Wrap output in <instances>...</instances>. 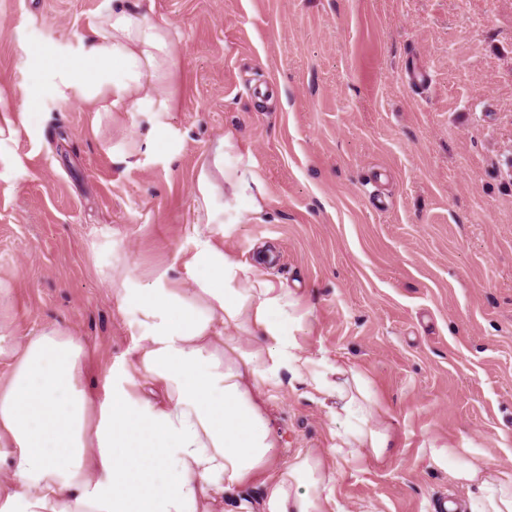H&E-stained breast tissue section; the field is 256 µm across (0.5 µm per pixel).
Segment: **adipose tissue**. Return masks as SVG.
<instances>
[{
	"mask_svg": "<svg viewBox=\"0 0 512 512\" xmlns=\"http://www.w3.org/2000/svg\"><path fill=\"white\" fill-rule=\"evenodd\" d=\"M75 55L37 54L32 76L39 96L0 115V136L29 129L43 97L74 99L98 132L115 112H166L177 66L172 24L110 0ZM264 184L251 154L224 134L201 165L196 207L205 223L183 260L191 282L166 273L143 282L125 275L114 287L132 311L140 337L136 369H110L100 390L85 384L83 344L57 329L20 348L0 346L9 371L0 376V512H215L219 496L258 478L262 512H328L321 458L297 455L269 473L277 448L261 386L289 371L330 403L333 437L343 464L389 456L395 441L365 379L337 364L321 383L316 363L293 335L291 293L224 246L243 214L263 213ZM264 336L242 344L237 332ZM153 379L166 399L135 388L134 372ZM454 479L478 490L469 512H512V470L488 469L474 458Z\"/></svg>",
	"mask_w": 512,
	"mask_h": 512,
	"instance_id": "1",
	"label": "adipose tissue"
}]
</instances>
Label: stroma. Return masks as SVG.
Masks as SVG:
<instances>
[{
    "label": "stroma",
    "instance_id": "stroma-1",
    "mask_svg": "<svg viewBox=\"0 0 512 512\" xmlns=\"http://www.w3.org/2000/svg\"><path fill=\"white\" fill-rule=\"evenodd\" d=\"M179 32L167 150L128 165L144 117L98 135L44 98L0 138V337L78 338L100 389L133 366L134 316L101 270L185 282L195 180L233 133L267 194L226 248L287 288L320 369L361 373L392 454L337 467L332 418L298 382L261 387L272 471L321 456L339 512H434L468 500L453 469L512 467V0H140ZM107 0H0V106L36 91L28 52L75 53ZM428 77L413 82V65ZM444 448L441 462L431 446Z\"/></svg>",
    "mask_w": 512,
    "mask_h": 512
}]
</instances>
